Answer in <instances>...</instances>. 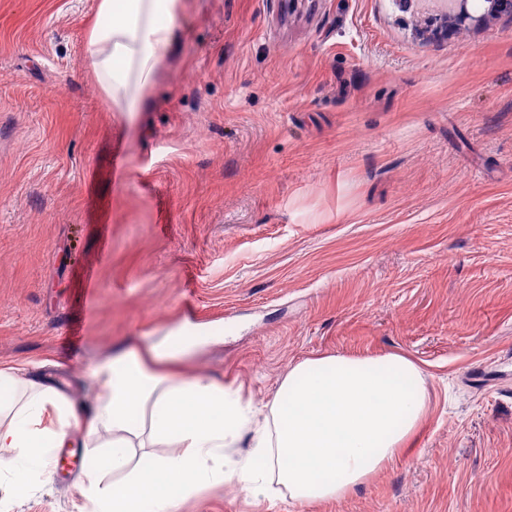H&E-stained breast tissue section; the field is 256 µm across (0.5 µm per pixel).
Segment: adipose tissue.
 Here are the masks:
<instances>
[{
  "label": "adipose tissue",
  "mask_w": 512,
  "mask_h": 512,
  "mask_svg": "<svg viewBox=\"0 0 512 512\" xmlns=\"http://www.w3.org/2000/svg\"><path fill=\"white\" fill-rule=\"evenodd\" d=\"M187 0H97L86 21L88 70L107 106L135 112L179 37ZM202 326L180 325L145 350H120L94 369L93 408L78 414L65 392L0 367V462L15 495L44 473L52 452L84 429V489L96 512H176L204 487L233 484L254 498L283 487L290 499H341L391 462L427 408L425 373L401 354L308 358L282 380L266 416L238 391L201 374L172 370L194 348ZM111 431V453L100 451ZM246 453H238L240 442ZM158 444L167 455L130 468L132 452ZM122 475L106 487L104 471Z\"/></svg>",
  "instance_id": "obj_1"
}]
</instances>
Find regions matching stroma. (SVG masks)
Masks as SVG:
<instances>
[{
    "instance_id": "stroma-1",
    "label": "stroma",
    "mask_w": 512,
    "mask_h": 512,
    "mask_svg": "<svg viewBox=\"0 0 512 512\" xmlns=\"http://www.w3.org/2000/svg\"><path fill=\"white\" fill-rule=\"evenodd\" d=\"M434 0H188L136 117L88 74L96 0H0V366L91 406L184 322L180 368L270 403L293 365L406 355L428 411L346 498L180 512H512V19ZM83 472L0 512H92ZM471 0H448V11L441 17V23L449 31L459 32L484 25L489 19L507 15L512 19L511 0H486L481 12L472 11Z\"/></svg>"
}]
</instances>
